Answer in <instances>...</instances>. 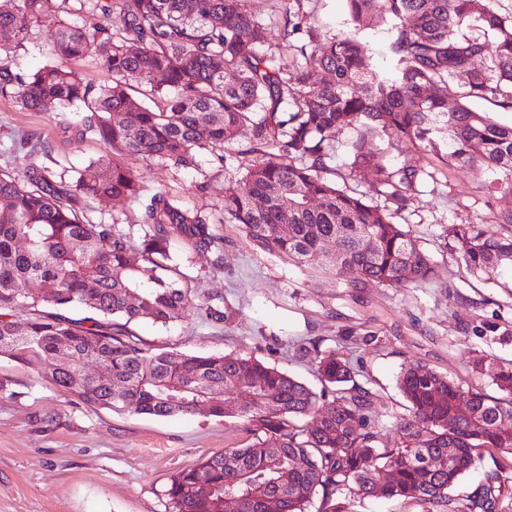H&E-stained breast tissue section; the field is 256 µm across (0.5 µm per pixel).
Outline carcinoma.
<instances>
[{
	"label": "carcinoma",
	"instance_id": "obj_1",
	"mask_svg": "<svg viewBox=\"0 0 512 512\" xmlns=\"http://www.w3.org/2000/svg\"><path fill=\"white\" fill-rule=\"evenodd\" d=\"M350 30L332 37L294 14L283 38L302 62L266 55L267 29L245 0H114L124 27L61 24L54 62L28 73L0 70V95L31 112L85 113L84 133L115 154L197 165L205 149L224 167V145L252 128L256 161L229 184L222 211L270 255L299 262L321 253L354 288L419 286L434 261L394 214L408 205L425 172L387 161L372 139L410 140L463 170L477 154L512 191V125L472 109L470 98L512 103V15L492 0H347ZM58 0H0V31L25 40ZM394 21L377 42L365 31ZM96 47L112 82L85 81L68 63ZM328 79L311 85L312 73ZM454 81L465 101L448 108L430 93ZM347 142V176L373 174L394 212L373 206L327 178L338 136ZM138 202L141 232L94 224L84 210L114 198ZM0 357L42 363L49 383L75 401L111 411L167 418L202 411L237 422L253 444L229 448L173 477V512H347L338 494L351 485L378 495L457 512L452 493L482 448L512 454V365L480 360L473 370L502 392L463 394L425 365L404 368L397 386L408 418L384 441L370 426L371 393L348 360L317 346L302 357L318 364L321 390L237 353L153 352L130 329L166 326L187 315L223 320L195 298L193 277L172 263L176 251L218 252L214 215L167 196L145 194L116 163L91 161L69 181L18 178L0 169ZM448 248L473 272L512 268V238L473 224H450ZM27 312L25 319L15 311ZM102 367L89 379L83 365ZM443 459L439 468L435 461ZM210 492L203 491V487ZM512 492L496 471L464 512H492Z\"/></svg>",
	"mask_w": 512,
	"mask_h": 512
}]
</instances>
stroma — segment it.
<instances>
[{"instance_id": "stroma-1", "label": "stroma", "mask_w": 512, "mask_h": 512, "mask_svg": "<svg viewBox=\"0 0 512 512\" xmlns=\"http://www.w3.org/2000/svg\"><path fill=\"white\" fill-rule=\"evenodd\" d=\"M252 15L269 30L278 52L286 11H298L321 34L346 31L345 0H248ZM91 19L87 0H66L36 23L29 39L11 46L9 66L24 72L47 64L59 24ZM31 132L50 141L51 155L19 144ZM251 129L225 146L224 166L199 152L198 166L184 169L132 156L119 164L143 182L191 207L219 213L229 182L242 179L255 159ZM109 145L85 136L75 112H27L0 97V168L24 174L37 168L52 175L92 159L111 158ZM397 163L423 168L427 176L396 217L435 263L432 281L412 288L349 287L322 257L304 264L261 251L240 225H217L221 253L176 256L193 278L201 301L221 304L224 319L194 316L163 327L144 324L135 333L150 348L186 353L251 354L317 385V367L302 358L306 342L351 358L358 384L372 396L381 432L398 431L408 413L396 386L399 372L422 364L462 390L497 395L472 367L482 358L512 363V271L469 272L449 250L446 229L473 224L499 236L512 235L503 215L512 212V192L489 185L481 158L463 170L402 143ZM0 374L12 377L16 396H0V512H172L167 489L173 476L203 458L239 448L251 438L242 428L200 414L157 419L75 403L55 390L41 365L0 357Z\"/></svg>"}]
</instances>
